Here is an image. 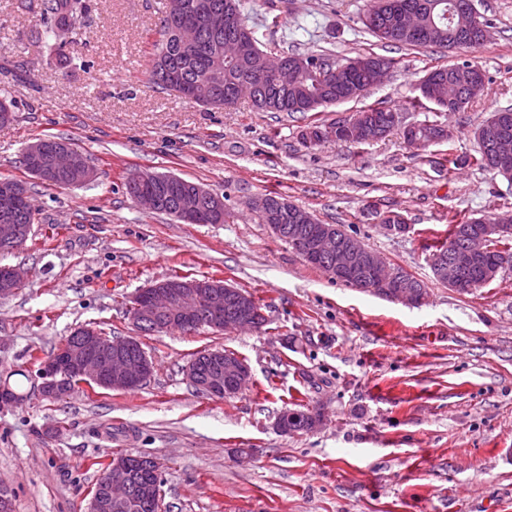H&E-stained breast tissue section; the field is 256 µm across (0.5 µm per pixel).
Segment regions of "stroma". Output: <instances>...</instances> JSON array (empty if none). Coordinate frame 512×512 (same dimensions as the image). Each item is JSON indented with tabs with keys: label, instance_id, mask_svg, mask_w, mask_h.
I'll return each instance as SVG.
<instances>
[{
	"label": "stroma",
	"instance_id": "35a3bbf8",
	"mask_svg": "<svg viewBox=\"0 0 512 512\" xmlns=\"http://www.w3.org/2000/svg\"><path fill=\"white\" fill-rule=\"evenodd\" d=\"M261 48L340 60L394 59L364 97L319 112H261L247 100L208 111L149 81L163 0H91L80 37L44 34L38 0H0V179L25 182L38 211L26 243L0 266L30 275L0 299V371L47 359L86 324L128 336L136 293L174 276L220 277L263 306L262 327L177 328L143 337L154 371L133 391L79 384L59 401L0 408V483L15 512H86L94 461L145 454L161 465L166 512H512V265L459 294L430 258L448 218L512 214V182L471 164L477 127L512 108V0H474L490 31L477 49L396 47L362 24L367 0H241ZM477 64L481 95L459 112L421 101L434 68ZM402 124L439 122L451 140L415 149L399 133L366 144H302L314 123L367 106ZM54 136L82 151L91 184L49 186L22 164ZM148 170L224 195L222 224H186L140 209L124 183ZM281 196L340 224L422 281L410 307L330 279L268 227L249 203ZM401 214L409 230L387 233ZM249 365L232 399L198 393L185 368L202 350ZM302 404L325 421L282 434ZM253 449L250 462L234 452Z\"/></svg>",
	"mask_w": 512,
	"mask_h": 512
}]
</instances>
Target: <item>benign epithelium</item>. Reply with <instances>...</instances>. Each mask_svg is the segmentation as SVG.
Segmentation results:
<instances>
[{
	"mask_svg": "<svg viewBox=\"0 0 512 512\" xmlns=\"http://www.w3.org/2000/svg\"><path fill=\"white\" fill-rule=\"evenodd\" d=\"M169 14L186 24L205 26L211 29L231 27L233 18L219 12H203L191 14L186 0H170ZM455 16L459 17L460 28L464 31H476L479 40L484 42L488 36L487 26L483 25L473 6H463L457 9ZM359 68L370 69L372 84L376 85L388 73L381 62L372 63L368 58L355 61ZM296 63L288 60L285 55L278 57L266 56L264 74L266 82L272 86L282 85V76L295 69ZM224 80V54L216 51L212 55L209 75L206 79L186 87L178 73L172 72L166 79L168 88L180 95L189 97L196 103H206ZM342 124L365 140L370 141L381 134V126L370 113L354 112ZM476 137L482 149L491 160V169L512 171V132L506 128L484 125L476 132ZM68 163L67 171L85 172L84 181L94 178V172L88 165L84 155L69 147L62 150ZM25 159L31 174L39 179L55 175L46 157L45 141L38 140L30 143L25 151ZM159 174L139 172L133 176L134 183L139 187L135 195L138 206L154 211L158 206V197L146 190V186L155 182ZM26 197L18 186L0 182V203L7 205ZM213 212L224 209V199L221 195L195 184L179 198L176 209L177 218L185 222H193L203 209ZM306 231V237L295 239L294 246L301 256L309 263L317 261L321 256L333 258L332 264L325 273L336 281H342L351 286L384 296L390 300L409 306L422 303L407 285L404 272L391 265L385 258L361 244L353 235H339L332 224H313L311 217L304 211L292 216ZM512 237V215L498 217L494 220H478L469 234L467 247L454 250L448 254V259H431L433 274L445 281L448 287L460 294L473 291V286L467 281V273L482 258L490 243ZM27 238L26 231L7 220L0 222V247L14 250L21 246ZM0 298L11 296L28 276V271L21 266H10L0 269ZM213 313L217 320L209 327L227 333L253 327L250 296L243 291L227 284L222 278H206L202 280L182 281L176 287L153 284L136 295L132 306L131 319L135 328L140 329L146 323L160 326L163 322H177L186 331L193 332L202 326L197 317L202 310ZM99 336L92 328L85 329L83 346L77 350H61L49 359L43 361L35 376L38 381V396L52 398L59 394V371L68 367L82 379L83 382L95 384L114 391H132L143 384L153 372L151 359L144 355L134 358L129 355L137 342L135 336H120L112 338V356L108 359L99 357L96 346ZM213 368L206 378L199 377L198 372L187 367L186 376L189 383L202 394L215 398H233L241 394L251 380L250 368L237 356H228L220 351L213 352ZM134 480L128 460L121 456L112 458V467L104 476V491L92 496L88 512H106V510L125 504L123 490Z\"/></svg>",
	"mask_w": 512,
	"mask_h": 512,
	"instance_id": "7a95c632",
	"label": "benign epithelium"
}]
</instances>
